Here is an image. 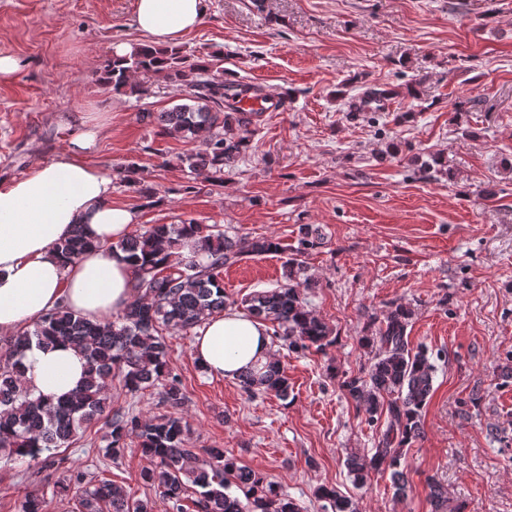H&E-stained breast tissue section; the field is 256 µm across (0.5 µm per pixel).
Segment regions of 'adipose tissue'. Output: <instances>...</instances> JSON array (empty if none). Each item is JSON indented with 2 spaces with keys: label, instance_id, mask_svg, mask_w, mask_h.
<instances>
[{
  "label": "adipose tissue",
  "instance_id": "1",
  "mask_svg": "<svg viewBox=\"0 0 512 512\" xmlns=\"http://www.w3.org/2000/svg\"><path fill=\"white\" fill-rule=\"evenodd\" d=\"M205 11L206 0H134L133 23L153 45L171 47L199 26ZM94 139V132H81L55 160L0 182V337L60 306L103 321L134 298L136 271L110 245L129 236L137 215L112 202L110 177L86 161ZM78 226L95 247L68 261L54 246ZM194 357L207 375L233 378L274 361L276 350L265 323L228 308L205 317ZM85 363L73 344L34 346L25 353L23 380L32 397L67 395L81 386Z\"/></svg>",
  "mask_w": 512,
  "mask_h": 512
}]
</instances>
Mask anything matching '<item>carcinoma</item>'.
Masks as SVG:
<instances>
[{
  "instance_id": "carcinoma-1",
  "label": "carcinoma",
  "mask_w": 512,
  "mask_h": 512,
  "mask_svg": "<svg viewBox=\"0 0 512 512\" xmlns=\"http://www.w3.org/2000/svg\"><path fill=\"white\" fill-rule=\"evenodd\" d=\"M136 71L188 88L184 103L157 113L155 120L170 135L202 138L203 150L182 159L191 172L205 171L215 178L224 173V165L246 152L252 114L232 106L240 84L214 70L212 60L192 61L178 48L143 44L120 64L107 60L103 82L139 94L141 89L131 82ZM91 246L76 230L56 250L76 258ZM110 248L125 252L137 269L134 300L120 316L93 323L61 307L0 343V455L38 460L46 451L70 446L80 425L102 420L110 429L104 455L119 463L126 439L136 437L141 453L150 459L139 478L170 512H186L183 501L189 491L196 495V512H299L266 475L240 465L224 449L188 447L186 425L173 413L186 394L170 366L167 344V335H186L201 326L205 314L226 309L224 266L276 254L279 243L264 237H230L219 224L192 221L153 224ZM285 264L287 283L255 291L241 299V305L249 316L271 323L272 335L289 348L322 350L335 341L333 330L308 309L306 291L312 284L305 278L303 262L290 257ZM410 318L411 311L396 304L383 322L371 320L367 333L358 338V345L372 354L368 370L338 380L346 398L364 412L366 423L380 426L374 448L347 453L348 473L364 484L373 472H390L398 499L405 497L409 484L405 447L423 437L422 412L432 396L436 373L428 349L410 347ZM60 340L85 350L82 389L55 403L29 398L23 383L25 352L34 342L48 345ZM114 380L131 396L157 391L159 403L171 411L143 418L132 410L112 409L106 390ZM236 381L251 397L272 394L288 399V374L277 360L259 371L240 373ZM43 464L53 462L47 457ZM54 491L74 499L76 512H155L154 501L135 499L123 487L89 479L78 470L62 473ZM429 497L433 512H466L464 505H450L435 480L429 483ZM316 498L321 512H360L357 502L332 487H318Z\"/></svg>"
}]
</instances>
